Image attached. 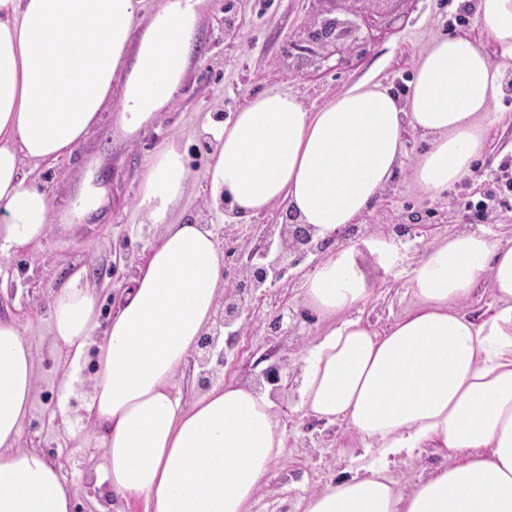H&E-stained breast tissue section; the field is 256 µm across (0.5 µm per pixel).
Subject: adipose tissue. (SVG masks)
Segmentation results:
<instances>
[{
  "label": "adipose tissue",
  "instance_id": "1",
  "mask_svg": "<svg viewBox=\"0 0 512 512\" xmlns=\"http://www.w3.org/2000/svg\"><path fill=\"white\" fill-rule=\"evenodd\" d=\"M204 0H0V259L39 244L47 193L26 167L70 156L121 92L119 124L135 133L178 93ZM478 40L439 34L397 96L359 81L318 108L271 89L205 126L215 144L206 192L216 215L257 216L278 203L318 236L361 223L403 166L404 135L424 147L411 175L442 197L469 178L499 122L490 105L512 68V0H477ZM189 187L175 145L151 161L139 206L160 233L108 324L72 280L51 304V336L71 364L96 352L86 419L102 474L144 512H250L286 434L268 394L227 381L185 402L177 377L216 324L224 254L211 225L172 222ZM492 302L464 309L479 290ZM374 285L353 248L323 259L298 296L324 328L297 362L296 409L339 424L364 449L298 512H512V239L464 229L411 269L413 304L391 324L366 323ZM37 355L16 320L0 318V512H72L75 491L34 448L21 447ZM419 448L448 462L406 487L388 472Z\"/></svg>",
  "mask_w": 512,
  "mask_h": 512
}]
</instances>
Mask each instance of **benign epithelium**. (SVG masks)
<instances>
[{
    "instance_id": "benign-epithelium-1",
    "label": "benign epithelium",
    "mask_w": 512,
    "mask_h": 512,
    "mask_svg": "<svg viewBox=\"0 0 512 512\" xmlns=\"http://www.w3.org/2000/svg\"><path fill=\"white\" fill-rule=\"evenodd\" d=\"M367 40L358 14L350 8L329 10L320 14L304 36L289 43L297 50L321 61L327 60L322 50L329 44H348L359 47ZM352 229L336 233L327 239L316 237L314 227L297 222L296 214L282 207L275 211V219L266 225L262 246L247 253L246 261L238 270L232 287L224 293L217 322L212 330L202 336L194 360L199 367L198 385L206 389L212 385L214 370L209 368L213 354L223 361L224 351H216L220 337L224 334L237 335L233 327L242 320L248 310L247 300L264 295L276 286L290 265L309 254L325 251L335 241H347ZM294 372L287 360L281 359L263 372V380L272 386V392L288 388Z\"/></svg>"
}]
</instances>
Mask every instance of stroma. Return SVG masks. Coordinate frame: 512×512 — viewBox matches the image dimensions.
Here are the masks:
<instances>
[{"instance_id": "stroma-1", "label": "stroma", "mask_w": 512, "mask_h": 512, "mask_svg": "<svg viewBox=\"0 0 512 512\" xmlns=\"http://www.w3.org/2000/svg\"><path fill=\"white\" fill-rule=\"evenodd\" d=\"M316 0H207L195 47L182 89L157 119L133 138H124L116 120L119 104L103 112L86 143L71 157L29 167V178L49 196L53 223L37 247L22 249L0 261V318L13 317L26 327V337L38 354L36 398L24 426L22 445L35 448L53 462L62 477L76 486L74 512H143L139 503L118 505L97 470L102 462L98 448L78 446L76 439L89 430L83 407L88 400L93 360L70 367L51 350L50 303L73 277L94 289L103 314L119 303L121 292L131 285L137 267L158 235L137 207L144 177L155 153L175 142L188 158L189 188L174 209L175 222L214 218L204 192L205 170L214 148L203 132L205 124L234 115L248 97L277 89L296 94L317 108L339 92L375 78L404 95L418 54L434 35L450 32V19L458 13L473 17V7L462 0H385L373 5L358 0L357 10L373 25L369 43L353 51L341 50L329 64L289 54V41L298 39L313 22ZM504 118L494 127L488 149L476 166L472 180L457 184L446 197L432 199L415 187L408 171L422 149L418 135L405 136L407 169L385 190L377 206L362 220L364 229L393 241L399 262L387 272L376 265L368 270L378 285L364 308L363 317L373 327L387 326L408 307L403 284L411 265L433 241L455 232L481 228L494 232L497 225L512 226V190L498 189L500 204L495 220L477 221L467 205L481 198L484 173L512 162V68L504 73V94L492 104ZM104 189L106 206L92 211L83 223L64 222L76 204L82 186ZM417 218L419 236L396 237L392 227ZM319 258L306 256L289 267L272 296L248 304L249 316L237 326L238 334L225 349V362L217 366L219 381L255 383L270 362L288 358L296 362L320 332L296 295L303 277ZM293 313V330L281 336L265 335L264 325L276 307ZM72 389H65L64 379ZM276 414L287 436L283 458L270 473L254 499L250 512H294L307 492L340 477L350 465L349 438L336 424L303 416L295 409L292 390L274 399ZM66 408L72 434L49 426L45 414Z\"/></svg>"}]
</instances>
